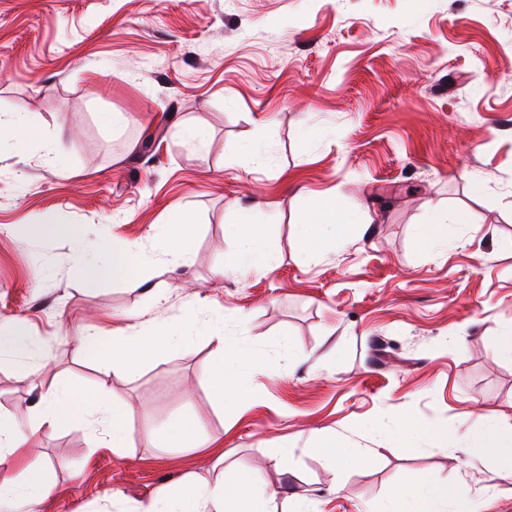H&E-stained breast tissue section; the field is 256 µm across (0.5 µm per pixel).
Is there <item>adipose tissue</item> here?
Wrapping results in <instances>:
<instances>
[{
  "label": "adipose tissue",
  "mask_w": 512,
  "mask_h": 512,
  "mask_svg": "<svg viewBox=\"0 0 512 512\" xmlns=\"http://www.w3.org/2000/svg\"><path fill=\"white\" fill-rule=\"evenodd\" d=\"M194 219L183 213L157 235V256L143 255L134 244H117L107 248L98 242L76 236L74 271L87 280L127 277L132 262L151 267L162 263L167 267L189 263L186 245ZM209 341L216 363L205 374L217 385L220 398H241L238 377L242 371L261 370L263 359L249 354L240 340L224 333L222 317L209 324ZM191 339L185 321H176L171 329H152L137 334L113 337L103 342L97 332L89 331L76 340L78 350L96 354L102 360L121 366L127 375H136L143 358L173 348L186 346ZM35 342L23 323L17 322L0 332V357L14 359L18 373L33 377L39 369L32 363ZM26 425L10 417L0 416V512H36L38 506L53 494L46 464L32 458L30 451L43 427L79 423L91 434L94 447L115 450L124 448L129 411L111 400L106 383L87 391L64 381L40 393L31 406ZM148 439L159 448L203 449L211 440L202 433L199 423L178 420L151 428ZM273 497L256 485L253 475L237 472L231 482L215 484L194 481L184 487H159L153 500L141 512H272ZM453 501V512H472L471 500L463 487L447 489L433 484L426 476L411 477L397 497L394 512H435L438 502Z\"/></svg>",
  "instance_id": "1"
}]
</instances>
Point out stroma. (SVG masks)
Instances as JSON below:
<instances>
[{"mask_svg":"<svg viewBox=\"0 0 512 512\" xmlns=\"http://www.w3.org/2000/svg\"><path fill=\"white\" fill-rule=\"evenodd\" d=\"M18 115L41 132L0 141V325L23 321L48 365L30 382L0 363V413L27 423L60 378H108L130 409L118 451L42 429L56 490L39 512H133L237 466L275 512L299 496L385 512L417 473L465 487L475 512H512V476L457 442L493 411L512 429V359L493 355L512 331V0H0V116ZM326 202L350 222L302 233ZM458 210L469 221L451 241H422L432 214ZM185 211L188 266L73 276L70 228L148 252ZM46 214L51 237L31 227ZM244 221L272 268L237 273ZM218 309L266 363L241 375L243 401L203 382L201 334L134 377L73 344L92 327L107 341L178 317L200 327ZM183 418L222 465L147 441ZM404 419L428 433L407 442Z\"/></svg>","mask_w":512,"mask_h":512,"instance_id":"1","label":"stroma"}]
</instances>
